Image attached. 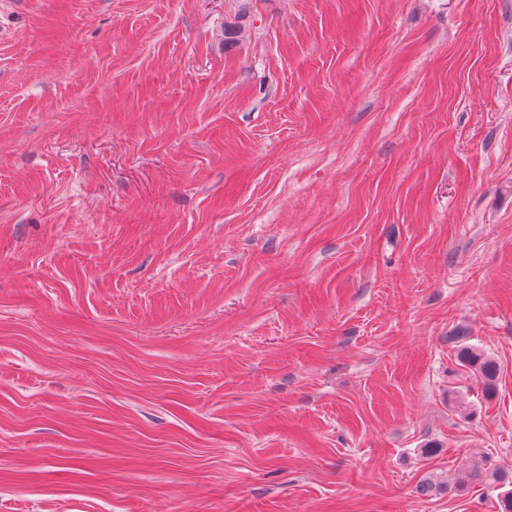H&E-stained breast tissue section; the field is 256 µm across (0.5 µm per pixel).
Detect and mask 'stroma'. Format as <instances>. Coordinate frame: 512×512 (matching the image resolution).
Wrapping results in <instances>:
<instances>
[{
  "label": "stroma",
  "instance_id": "obj_1",
  "mask_svg": "<svg viewBox=\"0 0 512 512\" xmlns=\"http://www.w3.org/2000/svg\"><path fill=\"white\" fill-rule=\"evenodd\" d=\"M469 459L512 0H0V512H496L417 493Z\"/></svg>",
  "mask_w": 512,
  "mask_h": 512
}]
</instances>
